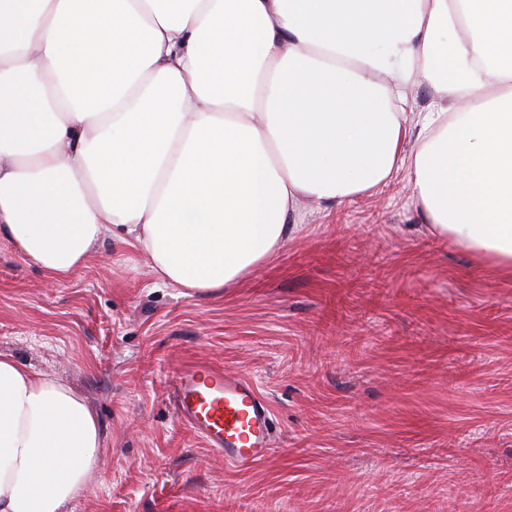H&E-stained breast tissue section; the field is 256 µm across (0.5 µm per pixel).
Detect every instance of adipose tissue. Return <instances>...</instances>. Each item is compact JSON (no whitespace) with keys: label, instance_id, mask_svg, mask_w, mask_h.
<instances>
[{"label":"adipose tissue","instance_id":"ef3b65f1","mask_svg":"<svg viewBox=\"0 0 512 512\" xmlns=\"http://www.w3.org/2000/svg\"><path fill=\"white\" fill-rule=\"evenodd\" d=\"M402 164L432 232L512 275V0H0V238L50 277L116 233L213 293ZM101 446L0 354V512H66Z\"/></svg>","mask_w":512,"mask_h":512}]
</instances>
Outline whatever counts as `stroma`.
Masks as SVG:
<instances>
[{
	"label": "stroma",
	"mask_w": 512,
	"mask_h": 512,
	"mask_svg": "<svg viewBox=\"0 0 512 512\" xmlns=\"http://www.w3.org/2000/svg\"><path fill=\"white\" fill-rule=\"evenodd\" d=\"M293 221L204 295L116 236L66 279L0 239V354L77 389L104 436L69 512H512V276L431 233L403 167ZM194 363L255 382L264 463L225 468L177 419Z\"/></svg>",
	"instance_id": "1"
}]
</instances>
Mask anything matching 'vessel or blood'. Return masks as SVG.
Here are the masks:
<instances>
[{
  "label": "vessel or blood",
  "instance_id": "b4317fda",
  "mask_svg": "<svg viewBox=\"0 0 512 512\" xmlns=\"http://www.w3.org/2000/svg\"><path fill=\"white\" fill-rule=\"evenodd\" d=\"M177 415L227 466L249 469L272 451L271 412L252 381L211 364L176 373Z\"/></svg>",
  "mask_w": 512,
  "mask_h": 512
}]
</instances>
